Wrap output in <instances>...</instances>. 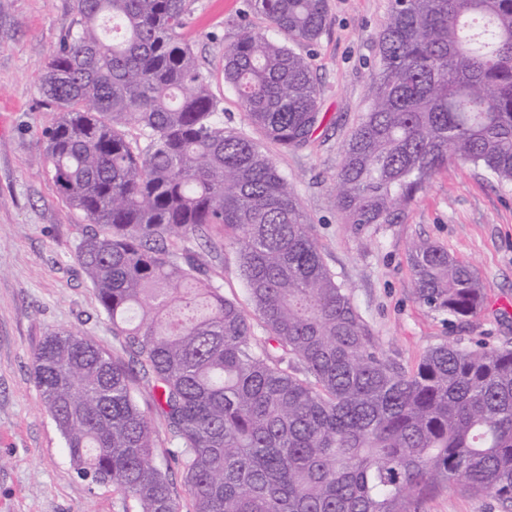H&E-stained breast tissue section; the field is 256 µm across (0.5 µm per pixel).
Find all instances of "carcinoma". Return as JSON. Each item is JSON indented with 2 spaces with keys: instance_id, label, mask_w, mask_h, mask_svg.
I'll return each instance as SVG.
<instances>
[{
  "instance_id": "carcinoma-1",
  "label": "carcinoma",
  "mask_w": 512,
  "mask_h": 512,
  "mask_svg": "<svg viewBox=\"0 0 512 512\" xmlns=\"http://www.w3.org/2000/svg\"><path fill=\"white\" fill-rule=\"evenodd\" d=\"M249 10L275 36L240 25L223 72L257 139L224 126L180 36L189 0H76L45 66L49 174L89 223L74 259L123 352L79 330L34 352L77 474L139 512H180L152 463L156 413L190 512H420L447 487L512 512V349L442 342L412 369L384 353L265 151L323 124L300 47L325 32L327 0ZM378 48L335 174L346 223H402L455 163L512 184V0H390ZM192 240L236 246L252 311ZM409 263L417 302L474 325L487 297L470 266L421 240Z\"/></svg>"
}]
</instances>
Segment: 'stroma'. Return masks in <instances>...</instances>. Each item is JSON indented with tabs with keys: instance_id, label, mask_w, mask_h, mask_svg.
Segmentation results:
<instances>
[{
	"instance_id": "stroma-1",
	"label": "stroma",
	"mask_w": 512,
	"mask_h": 512,
	"mask_svg": "<svg viewBox=\"0 0 512 512\" xmlns=\"http://www.w3.org/2000/svg\"><path fill=\"white\" fill-rule=\"evenodd\" d=\"M248 0H191L182 38L224 99L226 126L246 129L244 112L224 83V50L238 35ZM330 23L311 48L324 122L308 147L267 151L287 175L339 282L349 288L383 351L403 367L432 345L480 338L512 343V186L481 170L452 165L420 194L400 224L358 230L336 206L333 175L343 145L365 108L366 83L378 61L377 35L389 0H328ZM76 18L75 0H0V512H138L108 486L76 474L33 381V352L61 329L117 341L92 288L74 261L88 229L47 175L43 131L57 111L40 92V76ZM427 240L479 274L487 305L475 325L415 301L408 252ZM209 274L228 298L244 299L236 252L209 258ZM421 512H502L493 497L443 489Z\"/></svg>"
}]
</instances>
